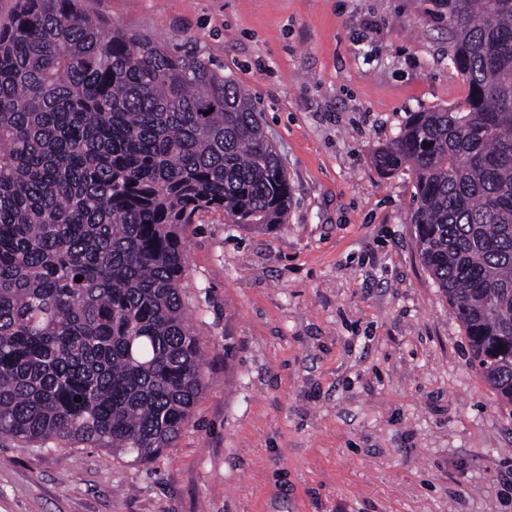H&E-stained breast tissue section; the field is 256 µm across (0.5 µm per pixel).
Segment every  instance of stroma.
Wrapping results in <instances>:
<instances>
[{
	"label": "stroma",
	"mask_w": 512,
	"mask_h": 512,
	"mask_svg": "<svg viewBox=\"0 0 512 512\" xmlns=\"http://www.w3.org/2000/svg\"><path fill=\"white\" fill-rule=\"evenodd\" d=\"M194 49L284 157V224L185 231L206 386L152 463L0 444V512H512V406L416 249L409 171L373 152L462 102L433 0H84Z\"/></svg>",
	"instance_id": "obj_1"
}]
</instances>
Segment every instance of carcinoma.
<instances>
[{
    "mask_svg": "<svg viewBox=\"0 0 512 512\" xmlns=\"http://www.w3.org/2000/svg\"><path fill=\"white\" fill-rule=\"evenodd\" d=\"M435 4L467 97L374 158L413 174L420 259L512 405V0ZM290 197L251 99L200 53L106 36L81 0H18L0 23V442L142 464L170 447L206 378L182 232L209 211L269 229Z\"/></svg>",
    "mask_w": 512,
    "mask_h": 512,
    "instance_id": "cac0c4a2",
    "label": "carcinoma"
}]
</instances>
